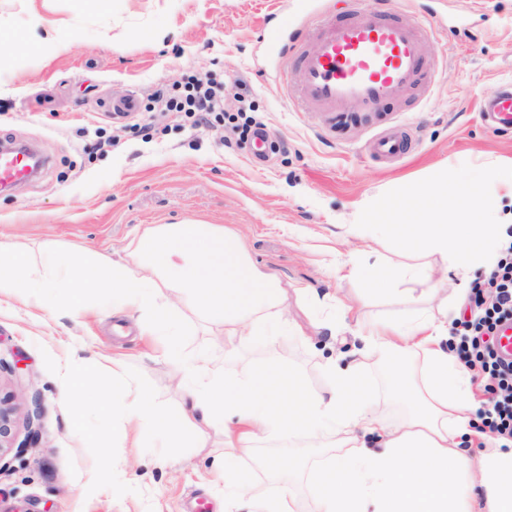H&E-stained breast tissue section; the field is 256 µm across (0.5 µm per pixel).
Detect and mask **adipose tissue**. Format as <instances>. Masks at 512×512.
Returning <instances> with one entry per match:
<instances>
[{
	"instance_id": "ef3b65f1",
	"label": "adipose tissue",
	"mask_w": 512,
	"mask_h": 512,
	"mask_svg": "<svg viewBox=\"0 0 512 512\" xmlns=\"http://www.w3.org/2000/svg\"><path fill=\"white\" fill-rule=\"evenodd\" d=\"M131 245L132 266L0 242V295L46 304L66 287L77 304L83 291L93 289L111 297L118 310L173 331L181 310L167 295L182 292L223 325L226 337L256 341L284 316L276 276L250 259L231 228L148 224ZM366 278L382 294L407 280L424 285L431 297L447 288L423 263L370 272ZM448 341L447 329L431 316L365 326L363 356L392 358V395L411 404L408 417L395 426L384 425L380 405L359 393L358 369L328 366L329 383L319 391L273 362L220 382L204 356L186 354L173 339L163 353L188 386L190 411H162L139 391L120 411L141 426L164 431L172 448L184 447L194 419L222 426L228 466L247 456L261 437L297 439L335 426L337 453L307 476L315 512H512V447L489 441L478 461L468 457L465 445L474 434L466 398L469 371ZM476 467L483 472L478 480L472 475Z\"/></svg>"
}]
</instances>
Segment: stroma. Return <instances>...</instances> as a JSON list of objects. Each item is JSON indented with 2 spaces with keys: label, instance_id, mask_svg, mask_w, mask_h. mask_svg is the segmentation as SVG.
<instances>
[{
  "label": "stroma",
  "instance_id": "35a3bbf8",
  "mask_svg": "<svg viewBox=\"0 0 512 512\" xmlns=\"http://www.w3.org/2000/svg\"><path fill=\"white\" fill-rule=\"evenodd\" d=\"M286 0H0V145L30 144L48 164L33 182L0 193V240L59 252L84 250L132 261L130 243L143 224H224L245 241L251 259L274 271L285 323L262 342L227 341L193 307L183 339L205 353L217 379H233L268 359L284 363L314 390L324 367L346 366L363 342L362 325L437 314V300L371 294L359 270L407 262L387 241L362 238L361 211L383 193L445 169L512 163V132L480 118L484 96L512 83V0H398L407 21L432 23L425 50L438 72L422 100L366 113L349 139L337 141L318 117L299 112L280 79L289 61L269 58L258 37ZM52 29L70 35L66 49L44 53L14 41ZM224 79V105L242 88L255 94L264 144H225L223 126H192L177 112L148 111L157 90L185 75ZM133 92L142 112L133 127L112 119L113 97ZM154 128L143 138L139 128ZM411 136L410 153L379 161L365 151L379 130ZM112 144L92 148L96 131ZM352 305L348 321L340 302ZM69 305L39 309L0 296V396L12 409L11 435L23 440L38 411L37 447L0 450V512H224L232 483L220 469L224 431L204 430L200 448H170L163 433L126 423L114 403L125 397L102 364L126 362L128 381L158 406L186 408L177 370L162 353V332L144 335L138 314ZM82 359L103 387L102 406L79 405L61 381ZM366 393L383 402V418L402 420L408 403L390 398V374L365 359ZM321 439H262L240 468L251 474L244 500L290 489L298 512H313L307 471L329 455ZM277 457L276 479L258 468Z\"/></svg>",
  "mask_w": 512,
  "mask_h": 512
}]
</instances>
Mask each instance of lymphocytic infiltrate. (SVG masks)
<instances>
[{
  "label": "lymphocytic infiltrate",
  "mask_w": 512,
  "mask_h": 512,
  "mask_svg": "<svg viewBox=\"0 0 512 512\" xmlns=\"http://www.w3.org/2000/svg\"><path fill=\"white\" fill-rule=\"evenodd\" d=\"M157 108L181 112L195 123L225 120L220 83L210 78L188 77L172 89L158 93ZM512 323V227L501 241L492 267L472 288L470 315L453 322L451 334L457 341L461 360L485 383L490 393V410H479L484 429L512 442V362H504L495 351L500 327Z\"/></svg>",
  "instance_id": "lymphocytic-infiltrate-1"
}]
</instances>
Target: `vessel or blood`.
<instances>
[{"mask_svg": "<svg viewBox=\"0 0 512 512\" xmlns=\"http://www.w3.org/2000/svg\"><path fill=\"white\" fill-rule=\"evenodd\" d=\"M292 8L260 40L277 57H292L283 74L297 92L299 111L320 114L324 126L342 134L352 126L355 110L371 111L404 98L423 76L424 45L430 22L402 21L394 0H349L351 9L337 19L320 13L315 28L303 19L313 0H291ZM316 48H309V41ZM485 122L512 129V92L483 100ZM411 140L406 131L373 137L366 145L371 157L398 159ZM43 166L39 154L27 147L0 150V187L9 189L31 180Z\"/></svg>", "mask_w": 512, "mask_h": 512, "instance_id": "vessel-or-blood-1", "label": "vessel or blood"}]
</instances>
